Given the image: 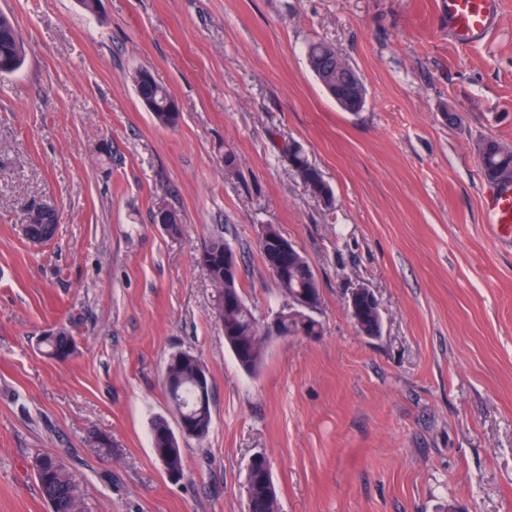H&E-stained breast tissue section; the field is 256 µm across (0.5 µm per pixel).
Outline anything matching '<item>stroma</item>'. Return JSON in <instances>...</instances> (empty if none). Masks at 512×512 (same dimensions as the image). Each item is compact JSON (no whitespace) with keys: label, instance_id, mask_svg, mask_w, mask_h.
Wrapping results in <instances>:
<instances>
[{"label":"stroma","instance_id":"obj_1","mask_svg":"<svg viewBox=\"0 0 512 512\" xmlns=\"http://www.w3.org/2000/svg\"><path fill=\"white\" fill-rule=\"evenodd\" d=\"M25 45L0 78V512H49L30 468L58 454L85 512H246L266 456L280 512H512V240L484 222L477 141L512 146V0L456 43L443 0H0ZM332 44L366 90L342 111L311 72ZM176 100L153 120L131 76ZM301 145L325 208L282 152ZM238 158L224 166L225 150ZM182 219L172 236L156 203ZM31 203L60 215L30 244ZM272 224L312 262L321 336H270L242 369L196 261L236 253L241 292L283 303L259 248ZM369 288L383 318L359 334ZM66 328V361L39 349ZM204 364L212 424L170 478L153 419L177 420L171 354ZM45 210H49L53 214V221L52 224H38L36 221V218L40 213H42ZM59 221V215L58 213L46 205H36L33 208H29L28 211H26L23 214L22 222L20 224V229L22 232V235L26 240H28L32 244H41L48 238L52 237L54 234L55 226L57 225ZM33 225H41L37 226L36 228Z\"/></svg>","mask_w":512,"mask_h":512}]
</instances>
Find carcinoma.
Listing matches in <instances>:
<instances>
[{
	"label": "carcinoma",
	"instance_id": "1",
	"mask_svg": "<svg viewBox=\"0 0 512 512\" xmlns=\"http://www.w3.org/2000/svg\"><path fill=\"white\" fill-rule=\"evenodd\" d=\"M336 48L328 43L313 42L308 46V62L322 69L331 68L326 77L328 84L324 90L331 98L338 99L337 105L345 112L357 113L363 109L364 85L350 63L338 71L332 68L336 64ZM24 51L21 38L15 34L11 19L0 14V65L13 62L16 71L23 62ZM132 82L137 97L146 109L152 112L157 123L163 127H173L170 105L175 103L169 91L159 85L147 69L137 71ZM477 154L485 179L490 183L512 182V149L493 139H485L477 144ZM288 161L295 175L308 188L312 195L324 206L333 204V190L323 179L322 174L306 157L301 147L290 143L286 147ZM282 235L275 225L266 224L262 228L260 249L265 261H270ZM232 248L221 239L210 242L199 253L197 263L209 274L216 289L217 298L224 297L228 289L237 296V305L224 310L220 323L224 326V342L232 351L238 364L248 372L256 371L262 362L261 345L263 342V322L245 303L239 291V275L224 272V253ZM284 303L276 313L279 336H318L322 332L321 324L306 311L288 307L289 299H299L309 295L320 300L318 280L309 258L298 254L295 262L288 264L286 273L275 277ZM355 324L358 332L364 336H379L383 321L379 306L363 298L360 300ZM46 355L57 361H65L74 353L72 337L64 329L51 331L41 339ZM201 360L188 350L179 351V355L169 357L165 369L164 387L167 398L178 413L190 411L193 414L198 433L194 438L201 440L209 432L212 414L211 407H199L197 401V372ZM152 443L155 453L165 458L171 452L181 453L180 446H171L169 436L173 434L168 424L158 419L153 422ZM266 457H256L248 471L246 492L248 512H279L277 492L270 471L267 470ZM33 470L41 492L50 505L51 512H84L83 493L73 479L65 462L57 455L38 452L31 459Z\"/></svg>",
	"mask_w": 512,
	"mask_h": 512
}]
</instances>
